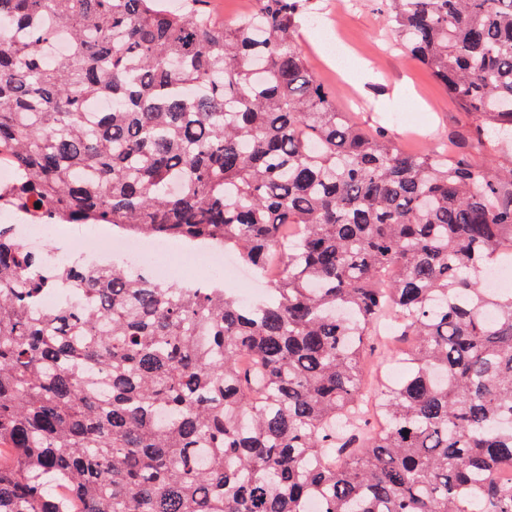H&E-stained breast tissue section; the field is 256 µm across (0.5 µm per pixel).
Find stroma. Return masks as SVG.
Listing matches in <instances>:
<instances>
[{
	"mask_svg": "<svg viewBox=\"0 0 512 512\" xmlns=\"http://www.w3.org/2000/svg\"><path fill=\"white\" fill-rule=\"evenodd\" d=\"M340 0H317L318 16L300 24L298 46L337 105L384 127L401 147L420 150L457 139L469 120L431 72L398 47L381 12L382 0H342L345 22L332 28L328 13ZM368 62L359 82L343 70L341 49Z\"/></svg>",
	"mask_w": 512,
	"mask_h": 512,
	"instance_id": "obj_1",
	"label": "stroma"
}]
</instances>
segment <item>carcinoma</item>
I'll list each match as a JSON object with an SVG mask.
<instances>
[{
  "label": "carcinoma",
  "instance_id": "cac0c4a2",
  "mask_svg": "<svg viewBox=\"0 0 512 512\" xmlns=\"http://www.w3.org/2000/svg\"><path fill=\"white\" fill-rule=\"evenodd\" d=\"M215 2L0 0V210L279 266L250 304L0 227V512H512V289L483 288L512 257V0H384L470 119L457 159L336 107L313 0ZM374 344L407 364L381 429Z\"/></svg>",
  "mask_w": 512,
  "mask_h": 512
}]
</instances>
